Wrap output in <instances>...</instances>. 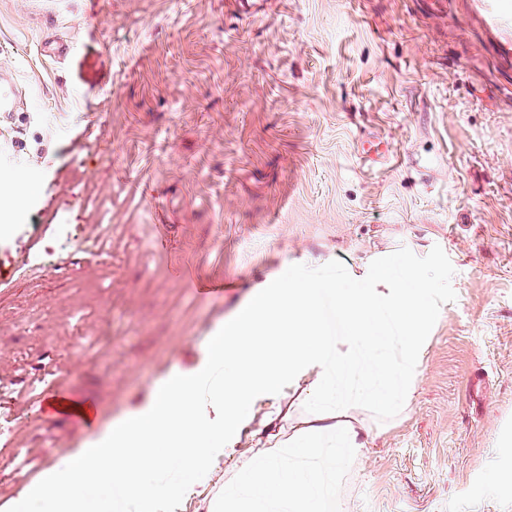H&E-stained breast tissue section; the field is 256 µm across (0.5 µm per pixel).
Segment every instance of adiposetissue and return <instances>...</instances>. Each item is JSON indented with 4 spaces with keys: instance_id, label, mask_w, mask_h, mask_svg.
I'll list each match as a JSON object with an SVG mask.
<instances>
[{
    "instance_id": "1",
    "label": "adipose tissue",
    "mask_w": 512,
    "mask_h": 512,
    "mask_svg": "<svg viewBox=\"0 0 512 512\" xmlns=\"http://www.w3.org/2000/svg\"><path fill=\"white\" fill-rule=\"evenodd\" d=\"M325 293L346 321L345 335H328L323 325ZM426 294V287L409 290L392 278L383 289L357 293L306 276L259 289L212 337L199 370L171 371L145 408L111 423L78 456L28 486L31 512H160L213 452L231 446L259 395L303 378L315 424L289 438L286 457L255 450L239 478L253 503L275 490L303 512H324L336 487L324 477L323 461L367 445L337 404L340 384L348 382L380 412L403 401L432 314ZM393 342L404 349L398 365L385 357Z\"/></svg>"
}]
</instances>
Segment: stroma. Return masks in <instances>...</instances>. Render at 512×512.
Instances as JSON below:
<instances>
[{"label": "stroma", "instance_id": "stroma-1", "mask_svg": "<svg viewBox=\"0 0 512 512\" xmlns=\"http://www.w3.org/2000/svg\"><path fill=\"white\" fill-rule=\"evenodd\" d=\"M476 0H0V174L32 188L0 236V512L202 362L252 292L302 274L427 284L411 395L324 463L326 512H512V64ZM65 53H58V45ZM388 161L361 159L363 144ZM254 403L164 512H210L310 419ZM64 391L93 418L44 409Z\"/></svg>", "mask_w": 512, "mask_h": 512}]
</instances>
